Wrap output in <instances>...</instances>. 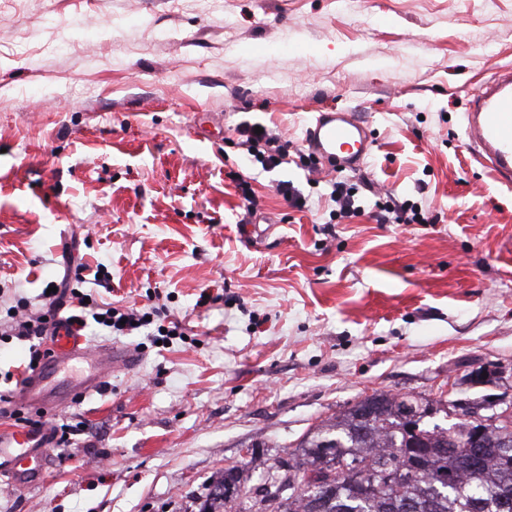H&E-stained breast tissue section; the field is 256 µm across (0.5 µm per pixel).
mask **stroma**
Here are the masks:
<instances>
[{"label": "stroma", "instance_id": "obj_1", "mask_svg": "<svg viewBox=\"0 0 512 512\" xmlns=\"http://www.w3.org/2000/svg\"><path fill=\"white\" fill-rule=\"evenodd\" d=\"M18 2L0 13V316L81 264L84 292L165 306L187 338L87 328L134 362L57 408L70 459L50 447L38 486L0 481V512H200L242 449L275 464L374 392L512 400V189L463 125L512 65V0ZM330 109L372 130L359 170L308 157ZM244 123L287 163H245ZM341 179L360 214L332 217ZM387 195L428 223L376 220ZM28 355L0 335V388Z\"/></svg>", "mask_w": 512, "mask_h": 512}]
</instances>
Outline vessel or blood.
I'll use <instances>...</instances> for the list:
<instances>
[{
  "label": "vessel or blood",
  "mask_w": 512,
  "mask_h": 512,
  "mask_svg": "<svg viewBox=\"0 0 512 512\" xmlns=\"http://www.w3.org/2000/svg\"><path fill=\"white\" fill-rule=\"evenodd\" d=\"M466 136L474 159L489 168L499 183L512 186V68L497 70L471 96L466 115ZM311 154L336 171L356 170L368 156L372 135L356 114L330 110L320 113L306 131ZM52 357L20 384L17 399L26 405L58 407L64 388L56 375L78 363L93 364L86 377V392H98L112 369L129 362L125 349L104 346L90 349L84 336L59 326L52 336ZM51 437L48 427L0 430V479L18 489L38 483L43 475L44 454Z\"/></svg>",
  "instance_id": "b4317fda"
}]
</instances>
